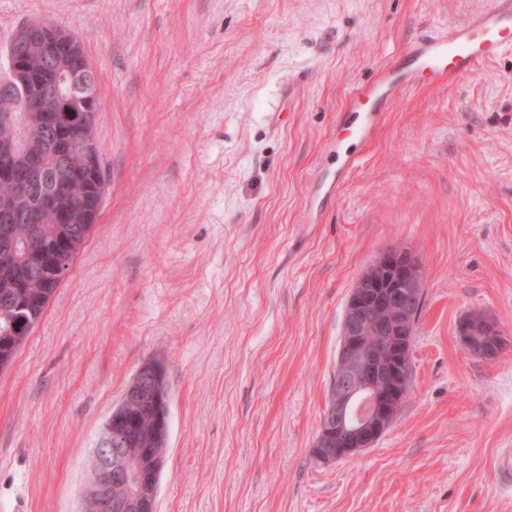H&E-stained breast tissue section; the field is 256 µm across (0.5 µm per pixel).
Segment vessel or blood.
Returning <instances> with one entry per match:
<instances>
[{"label":"vessel or blood","instance_id":"1","mask_svg":"<svg viewBox=\"0 0 512 512\" xmlns=\"http://www.w3.org/2000/svg\"><path fill=\"white\" fill-rule=\"evenodd\" d=\"M507 52L512 53V0H490L488 7L466 20L417 40L375 82L358 86L350 96V107L364 113L365 119L352 129V136L372 141L379 113L420 80L449 85ZM356 163L354 154L337 148L335 171H316L314 179L327 190H339Z\"/></svg>","mask_w":512,"mask_h":512}]
</instances>
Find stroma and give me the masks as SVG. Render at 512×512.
<instances>
[{
    "instance_id": "obj_1",
    "label": "stroma",
    "mask_w": 512,
    "mask_h": 512,
    "mask_svg": "<svg viewBox=\"0 0 512 512\" xmlns=\"http://www.w3.org/2000/svg\"><path fill=\"white\" fill-rule=\"evenodd\" d=\"M489 0H0L5 45L44 18L98 78L106 194L0 372V512H79L130 379L163 361L157 512H512V54L399 95L369 144L350 94ZM361 159L338 194L317 166ZM320 198L317 223L303 212ZM418 259L403 409L371 448L313 453L346 304L379 254ZM483 313L495 360L456 333Z\"/></svg>"
}]
</instances>
